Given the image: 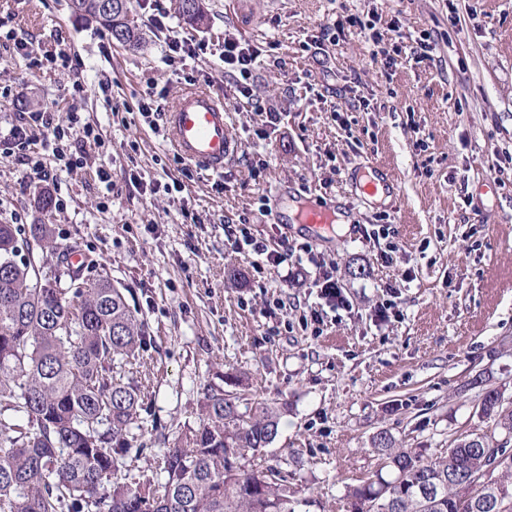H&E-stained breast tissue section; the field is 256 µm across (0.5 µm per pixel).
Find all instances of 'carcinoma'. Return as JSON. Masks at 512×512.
<instances>
[{
  "label": "carcinoma",
  "instance_id": "carcinoma-1",
  "mask_svg": "<svg viewBox=\"0 0 512 512\" xmlns=\"http://www.w3.org/2000/svg\"><path fill=\"white\" fill-rule=\"evenodd\" d=\"M70 0L72 11L120 44L140 41L130 0ZM189 24L207 20L203 0H181ZM35 242L54 259L52 277L21 252ZM75 268L45 224H0V512H296L288 480L250 460L278 435L281 409L204 392L202 419L184 445L163 457L160 489L120 481L115 456L130 448L131 427L146 410L136 388L112 376L115 356H135L147 324L121 289ZM481 416L512 434L504 391L479 373ZM382 468L350 490L352 512H512V449H501L494 493L480 485L457 499L450 482L490 465L482 443L457 440L444 455L405 448L385 431L372 438Z\"/></svg>",
  "mask_w": 512,
  "mask_h": 512
}]
</instances>
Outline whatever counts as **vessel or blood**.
Returning <instances> with one entry per match:
<instances>
[{
    "instance_id": "obj_1",
    "label": "vessel or blood",
    "mask_w": 512,
    "mask_h": 512,
    "mask_svg": "<svg viewBox=\"0 0 512 512\" xmlns=\"http://www.w3.org/2000/svg\"><path fill=\"white\" fill-rule=\"evenodd\" d=\"M227 112L224 98L203 89L184 90L167 112L166 136L186 162L214 174L223 173L241 146L226 122ZM356 178L362 192L369 196L394 188L390 173L380 168H359ZM295 221L319 235L335 223L336 216L330 210L312 208L296 215Z\"/></svg>"
}]
</instances>
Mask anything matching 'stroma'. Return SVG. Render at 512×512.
Returning a JSON list of instances; mask_svg holds the SVG:
<instances>
[{"label": "stroma", "instance_id": "obj_1", "mask_svg": "<svg viewBox=\"0 0 512 512\" xmlns=\"http://www.w3.org/2000/svg\"><path fill=\"white\" fill-rule=\"evenodd\" d=\"M205 2L208 20L192 30L179 0H168L171 25L211 46L170 60L141 0H130L135 49L106 40L68 0H0V19L19 38L80 65L39 70L0 46V86L11 91L0 97V140L29 113L65 111L62 89L77 75L82 116L99 125L115 165L135 141L140 171L159 176L174 156L165 134L135 113L113 123L109 107L136 106L158 87L175 98L193 72L227 98L237 138L260 128L264 111L280 112L255 148L261 174L241 157L226 166L223 190L198 170L182 194L149 199L121 181L105 193L93 153L53 184L0 156V224L51 225L58 249L80 250L148 325L139 355L112 365L150 407L130 430L141 456L118 460L127 482L155 476L167 449L197 427L203 387H223L234 372L246 398L284 406L262 463L287 472L309 501L303 512H349V488L379 465L378 431L441 455L453 439L494 431L468 386L474 375L512 397V0ZM369 12L383 33L395 22L411 38L431 32L430 60L406 49L389 56L388 42L366 34L302 50L321 25ZM228 33L278 43L254 71L256 106L232 98L221 59ZM358 165L388 170L396 197L358 199ZM56 193L66 208L40 203ZM304 204L345 219L322 238L276 223V210ZM185 208L199 223H184ZM241 222L280 256L278 267L258 271L253 252L232 248L224 226ZM327 273L339 299L321 288Z\"/></svg>", "mask_w": 512, "mask_h": 512}]
</instances>
